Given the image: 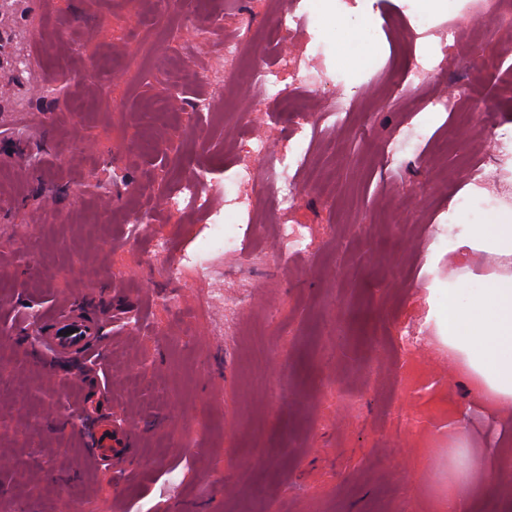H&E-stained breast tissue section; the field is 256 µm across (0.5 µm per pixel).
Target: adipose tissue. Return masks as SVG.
<instances>
[{"mask_svg":"<svg viewBox=\"0 0 512 512\" xmlns=\"http://www.w3.org/2000/svg\"><path fill=\"white\" fill-rule=\"evenodd\" d=\"M314 9L329 18L336 52L354 68L367 56V19L335 16L333 0H314ZM461 258L475 251L512 259V209L496 210L490 223L463 225L458 234ZM471 293L452 288L441 293L438 312L448 333V357L465 360L480 388V403L490 411L512 404V271L482 276Z\"/></svg>","mask_w":512,"mask_h":512,"instance_id":"1","label":"adipose tissue"}]
</instances>
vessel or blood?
<instances>
[{
    "mask_svg": "<svg viewBox=\"0 0 512 512\" xmlns=\"http://www.w3.org/2000/svg\"><path fill=\"white\" fill-rule=\"evenodd\" d=\"M43 345L63 356L104 358L106 342L100 324L82 309L71 307L50 316L38 329Z\"/></svg>",
    "mask_w": 512,
    "mask_h": 512,
    "instance_id": "1",
    "label": "vessel or blood"
}]
</instances>
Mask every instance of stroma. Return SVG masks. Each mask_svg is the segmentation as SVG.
<instances>
[{"mask_svg":"<svg viewBox=\"0 0 512 512\" xmlns=\"http://www.w3.org/2000/svg\"><path fill=\"white\" fill-rule=\"evenodd\" d=\"M301 24L267 50V0H223L224 19L201 47L202 19L179 0H19L0 30L30 71L0 95V512H441L463 484L484 512H512V407L478 403L464 365L448 362L436 312L448 286L474 289L456 260L458 224H486L512 206V159L483 197L447 180L468 152L491 154L492 132L423 100L473 82L472 61L449 58L441 78L394 85L393 71L438 55L449 28L471 31L512 78V33L485 28L484 0H453L427 15L407 0H336L366 14L375 51L342 68L323 18L295 0ZM249 28L246 57L294 60L324 75L315 90L283 77L311 124L292 133L259 88L229 83L224 38ZM180 42L164 72L147 57ZM73 80L47 91L53 70ZM355 89L337 110L338 90ZM304 156L288 221L310 252L276 250L274 177L248 156L251 134ZM166 166L146 165L155 150ZM249 163L252 182L235 180ZM208 188L185 201L199 176ZM241 195L238 213L224 194ZM211 224H235V249L212 255L229 306L193 268L167 276ZM169 248L154 251L153 239ZM80 305L110 337L104 361L56 359L34 331ZM420 339L404 356L392 340ZM447 397L467 413L464 460L448 453ZM137 442L119 471L90 464L93 428Z\"/></svg>","mask_w":512,"mask_h":512,"instance_id":"1","label":"stroma"}]
</instances>
